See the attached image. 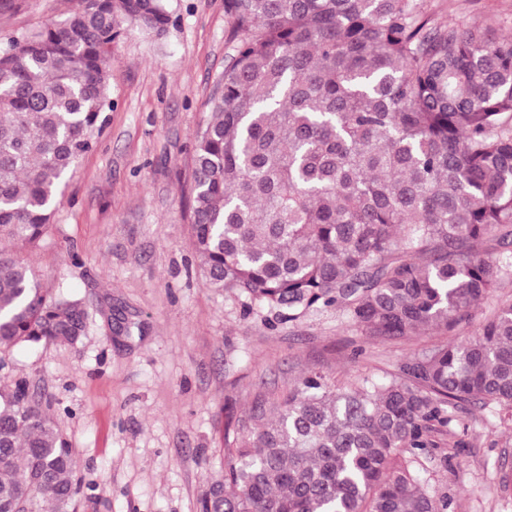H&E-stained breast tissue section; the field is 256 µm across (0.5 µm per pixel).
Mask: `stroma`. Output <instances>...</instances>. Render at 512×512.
<instances>
[{
  "label": "stroma",
  "instance_id": "obj_1",
  "mask_svg": "<svg viewBox=\"0 0 512 512\" xmlns=\"http://www.w3.org/2000/svg\"><path fill=\"white\" fill-rule=\"evenodd\" d=\"M438 22L512 33V0H427ZM76 0H0V40L61 21ZM163 35L129 26L112 45V109L29 253L50 287L89 312L77 346L0 354V387L26 379L74 449L77 512H196L222 475L224 429L257 394L320 369L337 384L401 375L467 339L512 300L504 280L448 334L364 335L322 308L277 311L211 287L191 239L193 144L231 52L224 0H167ZM447 436L402 452L441 512H512V415L448 404Z\"/></svg>",
  "mask_w": 512,
  "mask_h": 512
}]
</instances>
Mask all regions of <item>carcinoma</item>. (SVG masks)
Listing matches in <instances>:
<instances>
[{"mask_svg": "<svg viewBox=\"0 0 512 512\" xmlns=\"http://www.w3.org/2000/svg\"><path fill=\"white\" fill-rule=\"evenodd\" d=\"M232 53L193 146L191 238L214 288L294 319L334 307L366 335L453 328L512 276V35L435 23L425 0H224ZM165 0H78L0 41V354L74 346L83 303L6 248L45 236L112 107L122 22ZM383 383L312 372L224 431L196 512H439L401 448L443 406L512 408V302ZM77 460L24 380L0 388V512H75Z\"/></svg>", "mask_w": 512, "mask_h": 512, "instance_id": "carcinoma-1", "label": "carcinoma"}]
</instances>
